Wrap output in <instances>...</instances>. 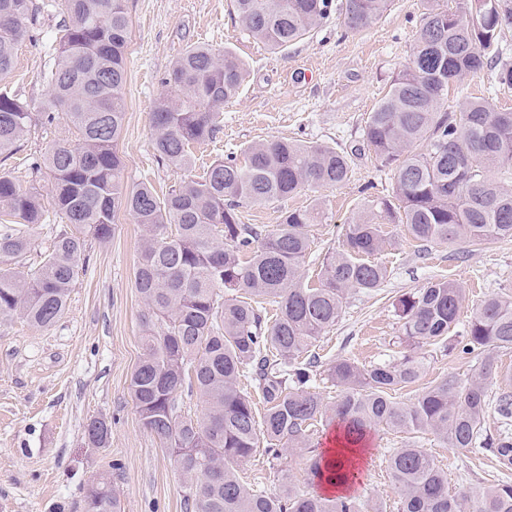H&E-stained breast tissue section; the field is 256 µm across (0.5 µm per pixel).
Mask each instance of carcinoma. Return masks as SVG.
Listing matches in <instances>:
<instances>
[{
    "label": "carcinoma",
    "mask_w": 512,
    "mask_h": 512,
    "mask_svg": "<svg viewBox=\"0 0 512 512\" xmlns=\"http://www.w3.org/2000/svg\"><path fill=\"white\" fill-rule=\"evenodd\" d=\"M240 25L270 50H284L329 18L333 0H232ZM389 0H342L339 11L353 31L376 23ZM55 56L44 79L49 96L42 115L65 120L78 143L53 141L43 164L54 182V205L73 230L55 237L37 270L22 274L2 263L31 245L29 228L43 222L39 194L0 171V315L19 313L39 327L65 311L88 240L107 242L116 213L142 226L144 239L134 285L145 307L144 354L130 389L143 424L175 457L186 483V512H362L351 495L302 496L290 486L249 488L238 467L260 441L280 458L290 448H317L313 435L326 419L356 448L373 431H430L453 448H484L512 466V433H483L490 402L508 422L512 392L490 398L500 381L497 353L512 350V296L492 295L473 309L461 352H478L479 370L461 380L445 377L414 400L392 393L424 374L415 349H450L462 289L435 281L402 295L396 304L403 351L389 361L360 366L341 359L327 368L340 398L329 405L315 390L318 360L311 347L336 325L351 294L370 293L388 277L370 260L382 251L387 223L401 224L415 240L481 245L512 239V189L491 171H512V112L467 97L444 107L450 85L486 69L512 86V61L498 43L512 28V0H458L456 9L424 5L409 63L370 113L364 141L381 166L393 170L392 199L371 204L345 225L336 249L324 258L319 281H304L311 228L320 204L287 210L269 233L241 220V209L285 200L302 188H332L349 180L347 155L329 145L287 140L255 142L243 159H216L203 176L190 175L194 145L220 129V112L246 73L232 50L192 44L173 61L164 83L176 96H159L151 115L155 156L187 173L160 195L144 182L121 179L118 140L125 118L128 0H64ZM45 5L0 0V77ZM27 103L0 90V156L16 154L31 131ZM276 305L273 319L263 304ZM196 389L202 416L182 414L183 385ZM263 411H258L254 397ZM90 444L109 443L100 418L85 431ZM398 512H462L448 492V474L424 449L407 443L388 459ZM315 480L336 478V467L315 454ZM472 512H512V484L476 487ZM86 512H120L112 484L87 490Z\"/></svg>",
    "instance_id": "carcinoma-1"
}]
</instances>
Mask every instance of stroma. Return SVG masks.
Wrapping results in <instances>:
<instances>
[{
  "label": "stroma",
  "instance_id": "35a3bbf8",
  "mask_svg": "<svg viewBox=\"0 0 512 512\" xmlns=\"http://www.w3.org/2000/svg\"><path fill=\"white\" fill-rule=\"evenodd\" d=\"M422 0H391L383 16L359 33L348 30L338 14L303 40L270 51L239 24L231 0H129L126 115L118 149L128 184L151 183L161 189L180 179L181 171L158 165L151 138L150 113L165 90L163 80L173 60L190 43L236 52L246 64L238 92L220 109L221 129L193 149L196 172L219 157L240 155L253 142L280 139L328 144L344 151L350 179L317 192L301 190L283 201L244 209L243 221L275 229L282 210L320 200L327 214L312 229L304 276L317 281L321 263L336 248L343 224L368 201L391 196L394 176L381 168L363 141L369 112L387 93L396 73L408 63L414 46ZM62 18L61 8L42 13L16 51L12 71L0 88L41 109L48 95L43 75L51 65L45 47ZM483 97L498 109L512 110V89L499 87L489 71L466 78L460 93H449V107L460 96ZM64 123L35 119L20 152L0 162L22 188L36 187L47 220L33 226L32 245L13 267L36 269L66 225L54 207L53 179L40 163ZM384 250L375 257L388 269L376 291L355 294L338 323L315 342L322 369L316 388L326 401L339 389L324 370L339 359L361 365L379 363L400 350L397 299L438 280L463 291L456 335H464L472 310L491 295H512V239L482 246L413 240L401 225L387 224ZM143 229L132 216L118 213L112 238L89 240L86 262L71 288L64 315L50 327H37L19 315H0V512H76L87 487L110 477L121 512H184L185 483L171 452L143 424L130 390L131 374L143 352L144 306L134 287L133 269ZM426 371L420 383L397 391L396 401L413 400L432 382L453 375L471 377L479 363L473 354H443L422 347ZM111 428L108 447L88 445L90 419ZM417 443L448 474V489L462 496L471 487L512 483V468L490 470V451L450 447L429 432L412 435L378 431L362 463L355 491L363 504H382L397 512V494L387 461L405 442ZM310 453L284 449L280 458L264 449L240 463L241 480L275 490L292 485L312 492Z\"/></svg>",
  "mask_w": 512,
  "mask_h": 512
}]
</instances>
